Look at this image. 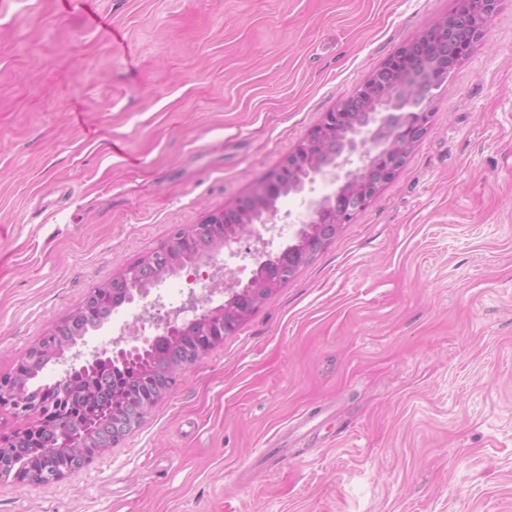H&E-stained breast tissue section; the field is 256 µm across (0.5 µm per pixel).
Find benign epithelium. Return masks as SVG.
I'll list each match as a JSON object with an SVG mask.
<instances>
[{
	"label": "benign epithelium",
	"mask_w": 512,
	"mask_h": 512,
	"mask_svg": "<svg viewBox=\"0 0 512 512\" xmlns=\"http://www.w3.org/2000/svg\"><path fill=\"white\" fill-rule=\"evenodd\" d=\"M499 0H458V6L433 21L414 40L402 46L393 57L346 98L339 107L325 113L307 138L280 164L277 175L265 183V195L271 205L253 209L243 203L210 212L198 224L174 233L170 240L142 261L124 267L112 281L90 294L83 306L59 322L52 335L60 340L38 344L26 356L25 368L0 389V405H11L16 415L36 416L38 424L9 437L0 436V448H17L23 439L38 437L49 426L57 427L56 437L68 448L86 445L104 452L122 440L131 428L107 427L97 419V412H86L85 424L77 431L61 428L68 413L64 398L52 395L33 409L14 402L25 397L28 383L42 362L50 357L63 366L57 383L67 384L75 376L93 375L103 367L117 363L149 362L158 348L190 337L197 343L194 351L201 357L206 350L221 343L230 324L257 307L262 295L278 288L284 280L309 262L330 236L346 223V217L363 209L403 168L408 153L428 132L435 90L469 54L473 45L486 34L488 21L498 10ZM424 73L434 69L435 79H419L411 88L400 87L395 74L401 68ZM349 112H363L371 126L349 133L343 147L327 159L317 160V150L336 141L347 127ZM355 168H349L354 162ZM321 182L331 187L322 195H307L306 188ZM289 195L301 196V210L293 217L291 236L277 252L267 250L261 231L269 229L278 216V202ZM254 241L258 260L246 284L237 279L228 289L210 288L198 295L190 292L186 302L167 312L153 336H134L119 332L107 349L86 350L87 334L65 335L75 322L83 321L105 303V292L121 288L124 297L110 304L114 312L125 304L147 298L150 289L182 271H203L217 284L229 270L218 263L223 249ZM89 465L78 456H62L48 451L35 462L30 483L53 486L70 474Z\"/></svg>",
	"instance_id": "1"
}]
</instances>
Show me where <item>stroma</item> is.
I'll list each match as a JSON object with an SVG mask.
<instances>
[{"instance_id":"1","label":"stroma","mask_w":512,"mask_h":512,"mask_svg":"<svg viewBox=\"0 0 512 512\" xmlns=\"http://www.w3.org/2000/svg\"><path fill=\"white\" fill-rule=\"evenodd\" d=\"M456 0H0V377ZM399 174L116 446L0 512H512V0ZM185 275L124 306L144 336Z\"/></svg>"}]
</instances>
